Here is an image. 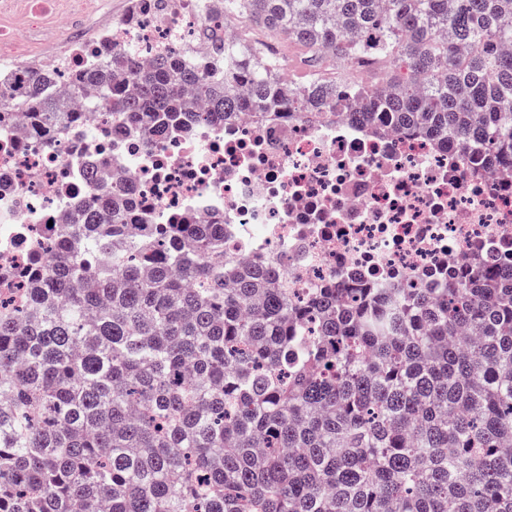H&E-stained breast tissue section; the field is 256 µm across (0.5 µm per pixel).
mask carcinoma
<instances>
[{
    "instance_id": "obj_1",
    "label": "carcinoma",
    "mask_w": 512,
    "mask_h": 512,
    "mask_svg": "<svg viewBox=\"0 0 512 512\" xmlns=\"http://www.w3.org/2000/svg\"><path fill=\"white\" fill-rule=\"evenodd\" d=\"M211 12L382 77L313 69L284 98L247 37L209 72L112 55L73 80L120 119L335 106L378 130L456 136L512 164V0H209ZM53 71L24 107L66 110ZM0 300V512H512V266L446 288L293 301L224 256L222 224H143L102 184Z\"/></svg>"
}]
</instances>
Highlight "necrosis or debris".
<instances>
[{
	"label": "necrosis or debris",
	"instance_id": "necrosis-or-debris-1",
	"mask_svg": "<svg viewBox=\"0 0 512 512\" xmlns=\"http://www.w3.org/2000/svg\"><path fill=\"white\" fill-rule=\"evenodd\" d=\"M105 0H0V77L13 106L0 128V271L23 270L88 198L83 165L131 186L128 235L142 215L168 224H220L224 252L273 261L295 301L326 288H441L471 263L512 261V170L473 165L461 141L412 129L377 133L333 110L243 112L146 136L111 104L72 103L58 127L23 108L34 69L78 77L137 47L140 60L197 50L204 33L245 29L206 0H137L95 22Z\"/></svg>",
	"mask_w": 512,
	"mask_h": 512
}]
</instances>
